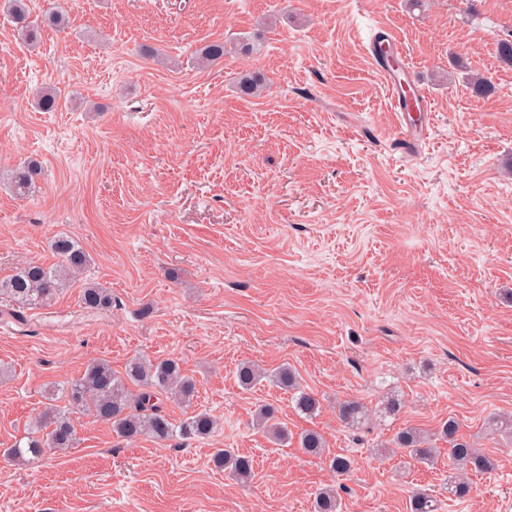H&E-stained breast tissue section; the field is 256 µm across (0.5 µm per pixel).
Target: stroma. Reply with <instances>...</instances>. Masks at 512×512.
I'll list each match as a JSON object with an SVG mask.
<instances>
[{"instance_id": "obj_1", "label": "stroma", "mask_w": 512, "mask_h": 512, "mask_svg": "<svg viewBox=\"0 0 512 512\" xmlns=\"http://www.w3.org/2000/svg\"><path fill=\"white\" fill-rule=\"evenodd\" d=\"M67 15L23 43L0 9V276L51 263L66 236L82 273L112 292L88 310L72 286L23 310L0 299V449L44 408L48 390L94 359L124 373L137 357L178 360L205 440L117 439L89 413L76 447L17 464L0 456V512H314L334 487L343 512H410L413 489L438 512H512V0H32ZM432 109L403 152L389 91L366 47L377 23ZM221 41L224 60L201 48ZM249 52H240L241 44ZM258 71L266 87L243 94ZM494 90L475 96L470 76ZM59 107L36 108L39 88ZM36 161L25 197L9 174ZM292 365L321 410L295 412L269 381L242 390V361ZM400 413L382 415L388 398ZM357 399L367 424L344 427ZM273 405L292 434L318 431L322 455L271 443L253 424ZM497 468L448 495L442 422ZM412 426L433 465L381 453ZM252 457L245 483L215 449ZM350 457L334 475L328 457ZM337 417L345 427H358L368 419L369 410L359 400H344L338 404Z\"/></svg>"}]
</instances>
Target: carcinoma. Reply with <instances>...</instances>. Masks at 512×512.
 <instances>
[{"mask_svg": "<svg viewBox=\"0 0 512 512\" xmlns=\"http://www.w3.org/2000/svg\"><path fill=\"white\" fill-rule=\"evenodd\" d=\"M8 7L19 36L31 46L40 42V27L30 18L26 0H8ZM228 53L224 43L214 41L202 47L200 59L211 64L224 58ZM36 104L44 112H53L58 107V96L53 89H42L36 93ZM41 167L30 161L13 169L10 186L20 197L28 195L35 187ZM52 251L58 262L45 264L26 262L12 272L0 277V299H7L18 309L41 307L53 302L61 291L75 281L87 266L89 256L84 249L68 237H57L52 241ZM80 301L90 310H105L112 306L109 289L87 282L81 288ZM269 378L280 388L293 392L295 410L307 417L320 411L321 403L312 391L302 388L293 368L282 365L267 373L253 363L241 364L236 371L238 385L252 388L263 378ZM138 387L132 393L129 385ZM196 393L194 381L183 374L177 361L136 359L128 364L124 375L100 360L88 363L84 373L49 391L43 411L33 422L34 432L26 441H17L13 447L4 449V456L16 463H27L41 458L50 450H65L77 444V430L72 414L87 411L96 421L110 427L116 437L133 442L148 436L163 444L176 436L184 438H207L215 426V420L203 412H193L176 421L164 410L162 395H171L186 406L192 403ZM337 417L346 427H357L369 417V410L362 402L349 399L338 404ZM256 425L263 429L270 439L277 443L288 442V428L277 417V410L265 404L255 415ZM440 436L448 441V495L463 498L470 491L468 475L490 473L496 467L495 459L474 448L459 435V425L453 418L444 422ZM392 443L400 456L417 463L429 464L436 456V449L429 446V439L418 428H403ZM299 445L304 452L321 455L325 443L322 435L307 429L299 435ZM212 461L215 467L229 471L239 482L247 481L252 474L253 461L238 456L227 448L217 449ZM315 512H338L340 500L335 490H321L315 500ZM411 512H437L436 500L430 495L416 492L410 501Z\"/></svg>", "mask_w": 512, "mask_h": 512, "instance_id": "carcinoma-1", "label": "carcinoma"}]
</instances>
